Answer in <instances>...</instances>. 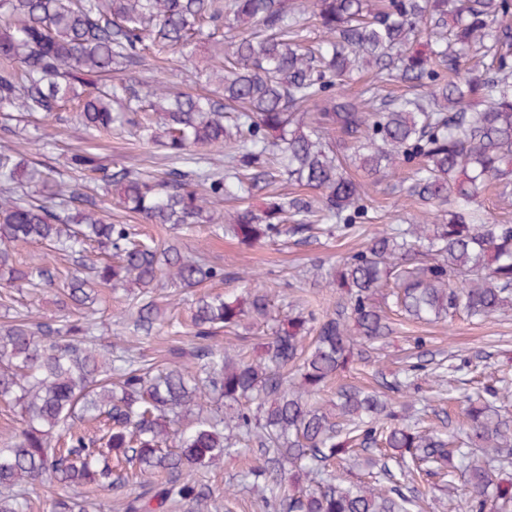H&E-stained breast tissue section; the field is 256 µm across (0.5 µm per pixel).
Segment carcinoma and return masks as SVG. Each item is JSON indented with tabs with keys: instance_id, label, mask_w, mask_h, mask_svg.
I'll list each match as a JSON object with an SVG mask.
<instances>
[{
	"instance_id": "carcinoma-1",
	"label": "carcinoma",
	"mask_w": 512,
	"mask_h": 512,
	"mask_svg": "<svg viewBox=\"0 0 512 512\" xmlns=\"http://www.w3.org/2000/svg\"><path fill=\"white\" fill-rule=\"evenodd\" d=\"M312 19L323 32L314 47ZM206 27L229 28L211 93L161 85L143 96L117 76L145 50L185 54ZM367 66L377 70L360 96L336 91ZM112 74L109 86L85 90ZM398 82L425 92L395 101L384 91ZM70 102L75 120L98 132L112 131L118 106L142 139L163 140L195 169L157 178L71 153L65 168L96 175L99 198L0 149V288L55 285L51 254L65 252L74 265L65 296L86 309L56 322L21 313L0 331V401L22 421L0 441V512H27L28 484L110 492L132 469L143 478L136 495L114 504L59 493L52 512H220L230 492L190 473L234 453L240 436L258 444L264 462L248 474L279 512H408L403 484H384L386 465L355 489L337 482L331 462L356 448L384 449L408 482L461 468L464 512H512V418L496 406L512 398L511 376L466 397L462 437L405 424L390 403L351 386L331 409L311 400L390 334L389 300L423 322L486 319L512 306V224L480 210L490 188L512 204V0H0V106L50 115ZM221 144L222 169L198 153ZM347 152L370 182L416 165L411 195L452 206L448 222L427 209L336 258L321 278L343 303L288 316L258 360L214 339L269 316L259 289L195 301L199 344L189 360L172 348L162 368L132 341L98 343L94 285H135L134 326L148 336L159 321L154 289L225 278L219 263L137 240L132 225L110 221L104 198L173 229L222 224L247 244L304 239L326 218L347 233L367 217ZM275 173L315 198L271 196L258 212L215 215L213 204L238 188H267ZM15 185L39 197L15 196ZM290 213L305 219L287 225ZM34 244L45 249L40 261L17 269V247ZM94 245L108 261L87 263ZM193 413V424L177 427Z\"/></svg>"
}]
</instances>
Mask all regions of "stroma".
<instances>
[{
	"label": "stroma",
	"mask_w": 512,
	"mask_h": 512,
	"mask_svg": "<svg viewBox=\"0 0 512 512\" xmlns=\"http://www.w3.org/2000/svg\"><path fill=\"white\" fill-rule=\"evenodd\" d=\"M123 76L137 86L163 81L193 93L205 94L212 89L193 64L182 61L162 65L147 57L128 67ZM4 146L16 149L30 161L58 170L62 169L66 156L79 148L96 149L107 163L147 168L158 174L174 165L161 147L138 142L128 129L119 128L109 135L98 134L72 120L66 110L49 117L25 115L11 119L0 115V148ZM411 176V168L406 167L399 177L368 184L367 200L376 219L373 223L358 225L346 236L318 234L305 241L282 236L247 245L233 236L214 232L209 224L195 225L178 236L186 252L221 263L228 271L238 268L251 271L258 285L267 291L272 305L270 319L259 324L247 320L237 330L256 357L261 353L263 338L273 335L280 321L289 314L305 306L321 313L335 311L338 294L315 285L308 276L315 264L357 250L367 236L382 228L414 222L419 206L407 195ZM239 290V282L227 280L207 282L189 291L167 286L155 289L153 296L166 318L184 321L189 316L192 299L211 292L230 294ZM132 296L129 290L116 292L99 286L102 306L96 315V334L101 343L135 339L147 357L156 359L163 358L172 343L190 345L191 337L185 332L176 339L170 338L164 329L152 332L147 338L137 337L131 319L116 315L118 309L128 306ZM414 350L428 362L450 356L477 358V376L481 379L512 371V309L483 321L463 317L449 323L432 324L396 320L391 334L379 342L371 361L354 365L339 378L340 383L368 390H379L384 384L409 379L408 394L420 410V419L442 430L459 429L462 418L458 401L468 387L467 381L446 382L443 387L447 392L442 395L438 392L441 386L432 376H405L402 359ZM262 462L258 450H246L225 456L219 464L200 470L196 478L216 490H229L233 495V512H270L263 501L261 486L245 478L249 468Z\"/></svg>",
	"instance_id": "35a3bbf8"
}]
</instances>
